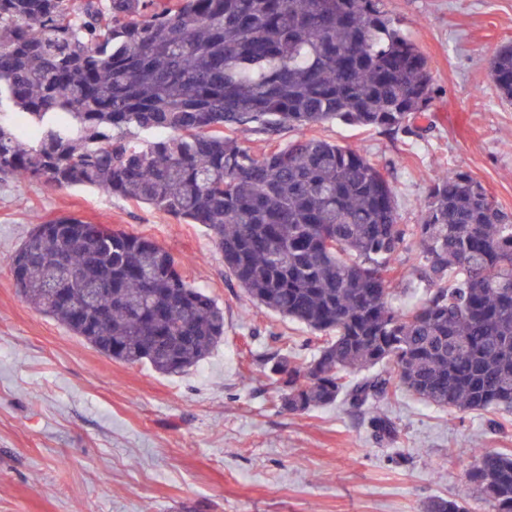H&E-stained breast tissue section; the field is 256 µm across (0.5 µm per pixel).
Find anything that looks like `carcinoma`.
<instances>
[{
	"label": "carcinoma",
	"instance_id": "cac0c4a2",
	"mask_svg": "<svg viewBox=\"0 0 512 512\" xmlns=\"http://www.w3.org/2000/svg\"><path fill=\"white\" fill-rule=\"evenodd\" d=\"M512 101V46L490 60ZM432 76L387 0H0V178L86 186L198 224L246 298L323 340L262 355L294 414L408 392L444 412H512V212L458 167L398 223L364 154L304 135L255 153L231 136L339 122L410 132ZM12 258L20 296L100 353L179 375L224 339V308L153 240L75 217ZM412 246L427 298L398 303ZM377 366L390 371L351 382ZM373 432L396 437L373 411ZM487 512H512V454L475 452ZM427 512H470L435 499Z\"/></svg>",
	"mask_w": 512,
	"mask_h": 512
}]
</instances>
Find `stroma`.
I'll list each match as a JSON object with an SVG mask.
<instances>
[{"mask_svg":"<svg viewBox=\"0 0 512 512\" xmlns=\"http://www.w3.org/2000/svg\"><path fill=\"white\" fill-rule=\"evenodd\" d=\"M424 55L434 99L415 135L339 123L315 136L387 169L400 223L417 224L433 174L459 166L512 212V104L489 61L512 45V0H387ZM75 216L151 237L224 309V339L181 375L99 353L18 294L10 265L34 225ZM300 324L246 300L204 228L87 187L0 181V512H425L483 504L473 449L512 454V413L377 400V439L343 401L296 415L272 404L257 355L311 358Z\"/></svg>","mask_w":512,"mask_h":512,"instance_id":"1","label":"stroma"}]
</instances>
